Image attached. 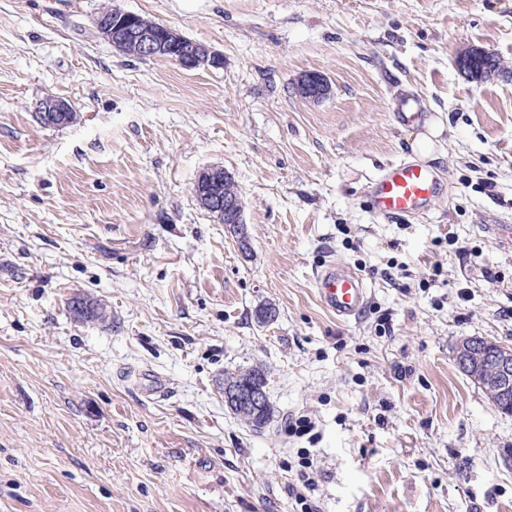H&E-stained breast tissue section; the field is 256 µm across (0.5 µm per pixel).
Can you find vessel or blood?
Masks as SVG:
<instances>
[{
    "mask_svg": "<svg viewBox=\"0 0 512 512\" xmlns=\"http://www.w3.org/2000/svg\"><path fill=\"white\" fill-rule=\"evenodd\" d=\"M437 193L438 180L430 167L399 161L374 180L369 207L383 217L415 216L426 211ZM315 283L321 303L339 319L357 317L368 302L362 278L342 264L326 265L318 272Z\"/></svg>",
    "mask_w": 512,
    "mask_h": 512,
    "instance_id": "obj_1",
    "label": "vessel or blood"
}]
</instances>
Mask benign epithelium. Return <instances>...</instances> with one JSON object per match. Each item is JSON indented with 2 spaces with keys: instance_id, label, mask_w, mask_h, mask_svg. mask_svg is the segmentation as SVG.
Wrapping results in <instances>:
<instances>
[{
  "instance_id": "1",
  "label": "benign epithelium",
  "mask_w": 512,
  "mask_h": 512,
  "mask_svg": "<svg viewBox=\"0 0 512 512\" xmlns=\"http://www.w3.org/2000/svg\"><path fill=\"white\" fill-rule=\"evenodd\" d=\"M96 33L112 47L124 50L129 45L137 49V57L152 58L166 54L174 63L185 69L221 68L222 54L195 40H188L167 25H159L155 32L138 28L135 14L116 10L108 20L93 21ZM304 99L319 101L330 95L331 87L323 75L309 72L296 86ZM37 111L52 117L54 112L67 111L64 100L47 97L37 106ZM228 176L224 168L215 166L201 173L198 198L230 232L245 236L244 210L239 198L222 196L221 181ZM456 365L459 370L484 391L495 398L498 409L512 414V347L479 336H464L455 345ZM266 392V380L260 379L243 386L224 388V402L229 407L250 408L260 412Z\"/></svg>"
}]
</instances>
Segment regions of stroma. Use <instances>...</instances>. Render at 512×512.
Wrapping results in <instances>:
<instances>
[{
  "label": "stroma",
  "mask_w": 512,
  "mask_h": 512,
  "mask_svg": "<svg viewBox=\"0 0 512 512\" xmlns=\"http://www.w3.org/2000/svg\"><path fill=\"white\" fill-rule=\"evenodd\" d=\"M107 4L223 68L117 51ZM472 48L501 72L468 78ZM308 72L329 98L297 94ZM49 96L73 123H41ZM406 96L443 128L440 190L387 220L367 196L415 159ZM210 166L247 248L196 200ZM488 224L512 226V0H0V512H295L305 452L319 512H512V415L454 360L464 336L512 345ZM331 261L368 288L358 318L317 296ZM77 293L108 320L76 321ZM255 367L259 432L224 403Z\"/></svg>",
  "instance_id": "1"
}]
</instances>
